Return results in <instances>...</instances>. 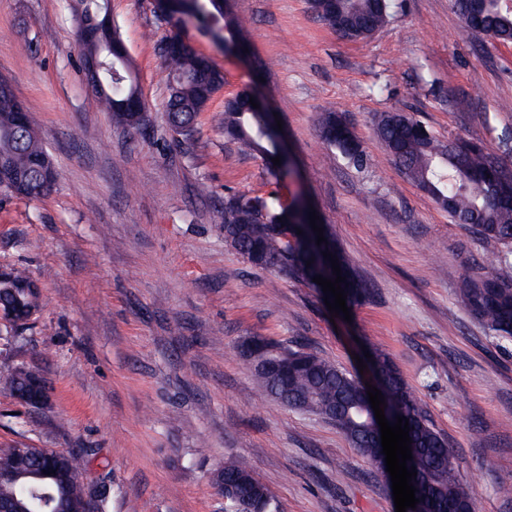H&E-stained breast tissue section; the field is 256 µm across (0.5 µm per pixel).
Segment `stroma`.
Listing matches in <instances>:
<instances>
[{
  "mask_svg": "<svg viewBox=\"0 0 512 512\" xmlns=\"http://www.w3.org/2000/svg\"><path fill=\"white\" fill-rule=\"evenodd\" d=\"M108 6L142 92L139 131L114 126L86 78L78 0H0V78L58 172L39 199L0 189V267L26 268L43 303L23 332L0 324V369L38 367L51 395L37 409L0 390V448L90 449L82 477L109 487L104 512H224L214 475L229 457L281 512H395L387 475L331 423L264 396L240 356L264 336L353 372L378 349L453 448L476 512H512V341L460 293L489 249L400 174L375 129L377 114L405 112L512 169V43L470 41L453 0H394L357 42L308 0H232L246 26L235 52L196 21L173 29L154 0ZM176 33L224 73L182 145L162 110L159 46ZM246 87L282 122L291 168L278 177L224 135V102ZM325 110L353 127L363 168L322 139ZM230 189L315 209L372 290L351 321L225 245Z\"/></svg>",
  "mask_w": 512,
  "mask_h": 512,
  "instance_id": "1",
  "label": "stroma"
}]
</instances>
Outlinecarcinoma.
<instances>
[{"mask_svg":"<svg viewBox=\"0 0 512 512\" xmlns=\"http://www.w3.org/2000/svg\"><path fill=\"white\" fill-rule=\"evenodd\" d=\"M79 24L99 31L93 37L80 33L83 58L98 57L105 67L95 85L109 112L112 123L125 129L145 126L146 116H137L126 102L141 95L137 77L121 49L123 39L103 0H82ZM463 31L476 43L497 37L512 38V9L495 0H454ZM157 8L168 18L189 17L238 43L244 23L234 13L217 7L213 0H167ZM338 17L323 21L350 41L364 40L388 21L392 0H339ZM170 81L163 110L170 113L169 127L182 142L194 140L197 117L208 107L211 97L199 84L198 76L209 75L210 87L224 85V74L216 66L186 45L165 58ZM343 114L324 111L317 126L326 139L352 165L364 160L361 145L343 138H332L328 130L340 122ZM376 133L403 175L416 184L437 205L448 211L458 224L472 230L482 241L493 245L490 275L469 278L462 289L471 312L492 332L512 341V174L502 169L499 158L480 142L454 139L442 141L422 122L404 112H383L376 116ZM224 134L244 149L265 157L276 151L275 129L268 125V114L253 106L231 100L224 105ZM0 156L11 158L17 171L35 179L36 169L51 165L42 140L26 114L0 109ZM499 167L501 180L485 175L491 165ZM280 224L282 232L297 236L308 252L288 250L280 238L265 233L264 225ZM224 243L250 264L272 269L286 277L312 282L315 271L307 257L324 252L338 258L342 276L349 286L347 306H354L370 294V288L355 272L349 258L336 244L329 230L326 241L316 245L317 235L310 226L309 208L285 207L275 200L243 193L224 197ZM302 234H297V230ZM37 287L24 268L9 269L8 279L0 281V298L26 300L24 289ZM242 358L253 369L266 396L291 409L312 413L332 421L340 432L359 449L368 463L386 472L385 457L373 435L368 387L361 378L335 363L309 351L306 346L284 347L262 336H252L242 344ZM375 386L385 400V416L409 419L412 478L419 499L413 512H446L448 504L467 507L473 502V487L462 478L452 449L434 428L427 411L412 395L392 360L375 351L369 362ZM92 454L90 448L70 453L67 468L60 472L49 459L26 448H0V471H13L12 484H0V498L38 502L41 494L55 499H79L84 485L81 462ZM224 490L225 512H280L268 489L254 473L233 459L224 460L217 474Z\"/></svg>","mask_w":512,"mask_h":512,"instance_id":"1","label":"carcinoma"}]
</instances>
